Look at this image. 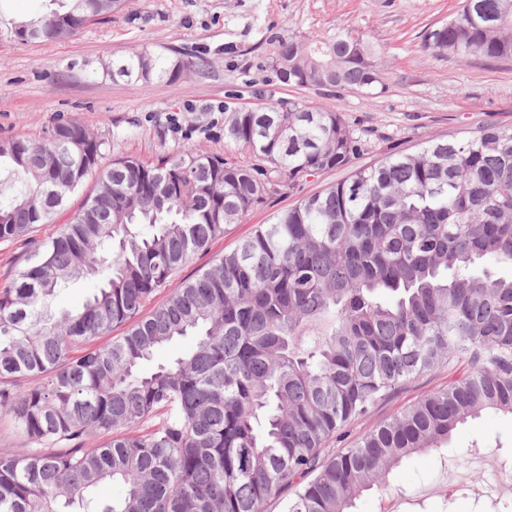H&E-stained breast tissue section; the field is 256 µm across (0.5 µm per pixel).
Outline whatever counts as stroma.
Instances as JSON below:
<instances>
[{"instance_id": "1", "label": "stroma", "mask_w": 512, "mask_h": 512, "mask_svg": "<svg viewBox=\"0 0 512 512\" xmlns=\"http://www.w3.org/2000/svg\"><path fill=\"white\" fill-rule=\"evenodd\" d=\"M461 0H126L121 10L88 23L57 43L14 39L15 25L53 9L52 0H0V139L39 136L59 116L70 117L109 141L108 158L151 159L192 144L223 151L219 107L297 101L342 114L366 131L372 148L358 158L370 165L408 153L432 138L463 137L485 123L512 126V60H460L426 52L429 31L447 21ZM360 28L386 53L382 85L374 97L354 90L327 92L281 83L269 65V32L306 35ZM189 57L193 66L173 82L113 81L105 64L132 52ZM185 130H171V116ZM349 169L308 178L300 189L266 199L179 272L196 277L212 258L235 247L256 225L326 185ZM456 375L442 368L415 378L366 416L352 422L325 456L344 451L367 430ZM512 471V418L492 412L469 421L447 449L413 456L393 470L386 493L371 490L356 512H512V485H491L487 473Z\"/></svg>"}]
</instances>
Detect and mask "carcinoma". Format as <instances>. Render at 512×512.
<instances>
[{"mask_svg":"<svg viewBox=\"0 0 512 512\" xmlns=\"http://www.w3.org/2000/svg\"><path fill=\"white\" fill-rule=\"evenodd\" d=\"M22 23L60 42L123 0H58ZM288 84L369 95L385 61L359 29L268 40ZM423 49L512 59V0H461ZM191 65L135 52L110 74L171 81ZM109 142L58 119L39 138L0 140V163L24 182L0 206V241L30 245L0 283V414L25 440L0 452V512H353L417 452L448 447L484 412L512 416V127L483 124L431 139L300 198L260 224L141 319L195 255L265 198L367 150L329 109L300 102L231 112L235 158L184 147L115 158ZM83 206L34 238L86 178ZM95 292L52 306L71 282ZM127 326L124 334L112 331ZM185 336L194 346L145 372ZM461 366L438 389L366 431L322 449L410 380ZM124 496L94 499L103 483Z\"/></svg>","mask_w":512,"mask_h":512,"instance_id":"1","label":"carcinoma"}]
</instances>
